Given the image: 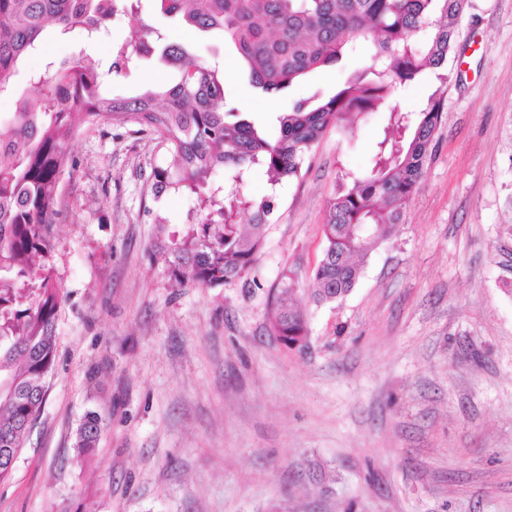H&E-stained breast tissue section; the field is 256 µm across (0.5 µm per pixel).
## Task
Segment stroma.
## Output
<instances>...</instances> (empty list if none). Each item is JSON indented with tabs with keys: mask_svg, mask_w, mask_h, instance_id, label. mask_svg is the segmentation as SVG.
I'll use <instances>...</instances> for the list:
<instances>
[{
	"mask_svg": "<svg viewBox=\"0 0 512 512\" xmlns=\"http://www.w3.org/2000/svg\"><path fill=\"white\" fill-rule=\"evenodd\" d=\"M94 44L107 92L165 79L154 60L108 71L128 31L115 15ZM47 41L30 72L81 56ZM224 64L225 98L265 128L274 112L343 77L330 67L273 95L248 86L218 35L197 43ZM444 118L401 224L343 301L314 305L330 198L360 176L383 123L328 129L299 177L253 175L273 198L263 248L241 279L180 286L150 251L156 222L194 223V194H156L167 152L103 120L70 143L59 184L55 267L64 300L58 361L41 414L0 485V512H512V0H469L447 67L404 90L412 111L435 91ZM309 320L285 348L268 325L282 275ZM101 412L80 457L81 417ZM101 416L90 411L86 413L75 431L74 448L78 455H84L96 448L103 431Z\"/></svg>",
	"mask_w": 512,
	"mask_h": 512,
	"instance_id": "1",
	"label": "stroma"
}]
</instances>
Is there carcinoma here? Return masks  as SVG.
Instances as JSON below:
<instances>
[{"label":"carcinoma","mask_w":512,"mask_h":512,"mask_svg":"<svg viewBox=\"0 0 512 512\" xmlns=\"http://www.w3.org/2000/svg\"><path fill=\"white\" fill-rule=\"evenodd\" d=\"M140 0H0V86L12 92L18 63L47 36L95 39L107 18L130 19L135 44L112 51L109 71L135 67L142 49L157 51L172 71L161 85L133 95H110L91 61L50 63L29 75L32 93L0 117V442L18 451L40 416L47 379L57 365L56 323L63 301L55 281L54 224L61 215L59 183L78 161L69 143L105 118L135 133L148 132L172 157L154 172L155 191L187 189L199 201L198 223L185 234L157 225L151 252L180 284L215 288L246 275L262 249L272 198L259 202L243 191L249 171L262 168L272 185L298 176L306 154L330 128L351 130L355 120L385 113L364 173L330 200L325 246L312 271L315 304L340 300L358 284L365 259L403 221L419 184L443 95L432 94L417 112L392 104L400 87L448 62L467 0H158L160 11L183 26L220 34L247 64L250 85L281 92L315 71L340 64L357 43L369 44L370 63L351 68L330 96L315 93L276 113L272 140L254 120L226 107L224 71L198 60L194 47L146 20ZM224 172V189L211 188ZM251 224H237L239 211ZM269 331L285 347L308 338V320L288 302L286 275ZM101 416L86 413L74 448L97 447Z\"/></svg>","instance_id":"carcinoma-1"}]
</instances>
